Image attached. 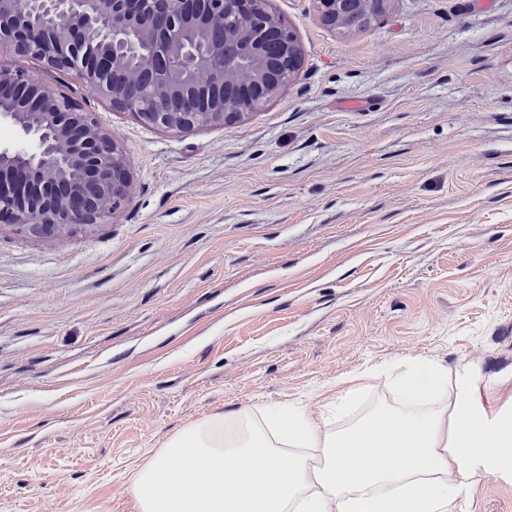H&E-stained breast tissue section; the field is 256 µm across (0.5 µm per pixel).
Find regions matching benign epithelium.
Segmentation results:
<instances>
[{"label": "benign epithelium", "instance_id": "1", "mask_svg": "<svg viewBox=\"0 0 512 512\" xmlns=\"http://www.w3.org/2000/svg\"><path fill=\"white\" fill-rule=\"evenodd\" d=\"M313 2L324 24L345 30L374 11L373 0ZM139 48L152 72L142 100L127 95L141 71L125 61ZM3 49L75 70L114 109L178 131L235 124L286 91L302 63L296 34L267 0H0ZM0 101V123L19 131L0 145V223L32 237L107 223L130 188L112 134L22 69L0 66Z\"/></svg>", "mask_w": 512, "mask_h": 512}]
</instances>
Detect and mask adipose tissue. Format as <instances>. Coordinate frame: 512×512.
Masks as SVG:
<instances>
[{
    "instance_id": "ef3b65f1",
    "label": "adipose tissue",
    "mask_w": 512,
    "mask_h": 512,
    "mask_svg": "<svg viewBox=\"0 0 512 512\" xmlns=\"http://www.w3.org/2000/svg\"><path fill=\"white\" fill-rule=\"evenodd\" d=\"M507 382L420 361L395 403L345 427L329 420L350 388L319 419L217 415L172 436L128 490L137 512H449L482 476L512 478V401L488 403Z\"/></svg>"
}]
</instances>
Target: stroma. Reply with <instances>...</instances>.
I'll return each mask as SVG.
<instances>
[{
  "label": "stroma",
  "mask_w": 512,
  "mask_h": 512,
  "mask_svg": "<svg viewBox=\"0 0 512 512\" xmlns=\"http://www.w3.org/2000/svg\"><path fill=\"white\" fill-rule=\"evenodd\" d=\"M296 32L288 89L220 129L158 130L76 72L0 55L112 132L110 223L0 224V512H136L129 480L176 432L294 405L400 362L512 373V0H385ZM453 512H512L482 478Z\"/></svg>",
  "instance_id": "1"
}]
</instances>
